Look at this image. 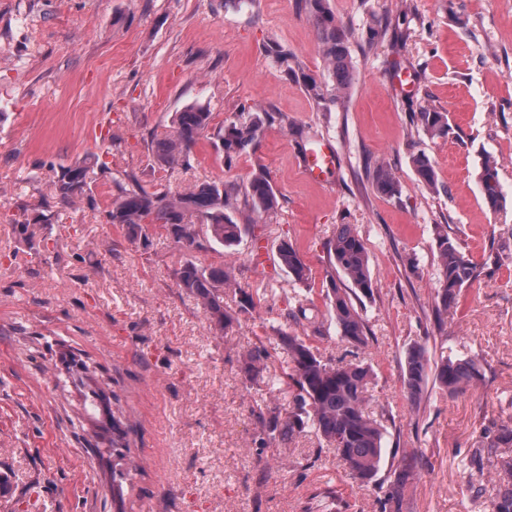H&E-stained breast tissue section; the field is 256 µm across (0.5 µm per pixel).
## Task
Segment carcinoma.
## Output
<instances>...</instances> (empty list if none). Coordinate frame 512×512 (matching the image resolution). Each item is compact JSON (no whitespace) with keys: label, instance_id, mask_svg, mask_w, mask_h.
Segmentation results:
<instances>
[{"label":"carcinoma","instance_id":"carcinoma-1","mask_svg":"<svg viewBox=\"0 0 512 512\" xmlns=\"http://www.w3.org/2000/svg\"><path fill=\"white\" fill-rule=\"evenodd\" d=\"M305 8L316 30L318 49L339 90L342 99L350 89L354 76L348 43L353 32L336 21L327 6V0H304ZM212 113L207 107L195 103L183 108L172 118V131L152 141L154 162L161 168L174 169L191 166L193 150L202 138L210 137L220 143L227 160L232 154L253 149L260 139L264 119L255 115L250 121L229 126L212 124ZM416 128L431 139L448 136L451 126L448 114L425 109L416 116ZM411 160L420 182L431 192L439 189L437 171L428 156L411 143ZM108 169L101 155L89 157L64 168L53 181L54 195L60 208L66 210L77 199L86 196L87 177L93 168ZM480 180L486 206L496 211L505 202L497 180L496 161L484 159ZM118 196L110 204L107 220L125 228L130 240L148 242L145 225L154 224L165 229L184 251L186 258L174 271L176 285L193 296L200 304L209 326L224 330L232 317L224 309V286L235 282V276L222 265L204 266L197 255L207 253L218 245L236 246L242 235L241 225L234 223L225 210L234 207L239 198L258 213L276 209L278 199L268 175L261 169L246 180L238 182L212 181L194 185L173 194L167 188L149 190L133 174L124 179H112ZM373 186L384 195L394 196L399 184L392 167L380 163L373 170ZM206 230L200 232L196 224ZM434 242L439 267V288L436 294L435 314L442 315L458 307L462 288L512 262V253L504 254L500 247L490 246L482 260L467 254L448 230L435 225ZM330 265L338 279H330L325 299L333 313L336 335L346 343L364 349L369 345L365 321L353 303L352 294L373 295L374 276L370 269L366 247L359 233L350 224L337 225L336 232L326 243ZM277 258L294 281L309 280V268L299 251L287 240L279 243ZM347 286L340 287L338 282ZM287 353L291 372L275 379H265L269 347ZM429 367L425 348L414 345L406 354V399L414 409L422 399L423 385ZM242 370L254 382L270 387L294 388L293 411L281 417L277 408L258 404L252 409L260 430L252 438L258 448L268 442H292L297 436L312 431L336 453L349 469L351 478L364 486L377 476L383 458L385 430L366 410V394L372 377L371 366L361 361L332 363L323 359L299 336L279 327L275 336L258 340L243 355ZM481 364L475 358L448 357L434 366V380L456 396L477 385L481 380ZM127 432L119 421L112 420V487L126 479L129 463L121 449L128 447ZM512 448V422L495 424L486 431L484 445L476 449L470 459L471 466L483 472L485 464L497 458L496 479L489 490L491 512H512V456L498 457L497 449ZM416 468L413 455L402 457L395 469V478L385 492L383 512H401L404 490Z\"/></svg>","mask_w":512,"mask_h":512}]
</instances>
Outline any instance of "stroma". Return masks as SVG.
<instances>
[{"mask_svg": "<svg viewBox=\"0 0 512 512\" xmlns=\"http://www.w3.org/2000/svg\"><path fill=\"white\" fill-rule=\"evenodd\" d=\"M349 42L354 81L344 105L317 50L302 0H0V472L11 489L0 512H381L405 452L418 455L402 512H490L477 496L494 472L467 458L485 427L512 421V265L465 287L445 323L435 317L439 269L432 227L445 224L474 258L491 233L512 243V0H328ZM386 34L369 41L370 30ZM281 46L279 60L268 52ZM417 76L411 95L391 79ZM314 78L324 95L305 85ZM208 105L215 122L264 115L256 148L225 160L202 139L189 169L166 171L148 146L169 131L175 112ZM447 113L448 137L417 133L416 112ZM114 144L103 141L101 115ZM417 140L438 172L439 190L417 180L408 144ZM331 143L339 166L306 179V151ZM107 152L109 172H91L90 191L59 212L53 182L62 167ZM498 161L505 197L483 201L485 156ZM391 165L400 191L372 186L377 163ZM263 168L279 198L271 215L238 202L239 244L199 254L230 267L224 291L233 321L210 329L173 271L185 255L161 228L149 245L108 223L113 178L180 192L198 183L243 181ZM60 214L62 227L44 225ZM28 223L37 253L18 232ZM354 225L377 278L359 298L370 346L340 341L324 291L332 269L326 243ZM288 239L310 269L292 280L277 260ZM258 295L243 307L242 292ZM313 303L322 333L288 315ZM283 326L323 359L371 364L368 411L386 431L375 482L358 486L334 449L311 433L262 452L247 446L263 401L289 411V397L248 381L240 358L258 337ZM430 362L479 356L484 378L458 396L427 379L418 408L405 398L407 350ZM91 359L112 384V409L128 430L136 464L112 500V450L81 428L78 390L66 365ZM282 462L272 475L262 459Z\"/></svg>", "mask_w": 512, "mask_h": 512, "instance_id": "1", "label": "stroma"}]
</instances>
